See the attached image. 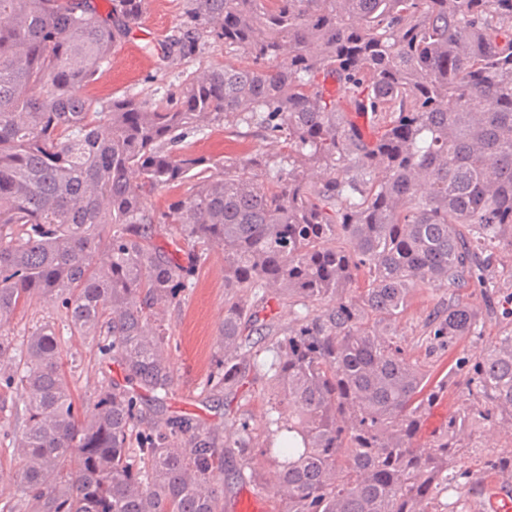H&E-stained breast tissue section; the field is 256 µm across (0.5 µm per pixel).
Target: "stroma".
I'll return each mask as SVG.
<instances>
[{"mask_svg":"<svg viewBox=\"0 0 512 512\" xmlns=\"http://www.w3.org/2000/svg\"><path fill=\"white\" fill-rule=\"evenodd\" d=\"M185 0H149L143 22L152 28L155 41L175 35L184 21ZM144 37L133 36L118 44L103 65L90 91L108 99L122 93L156 99L177 97L186 76L200 67H221L244 63V55L225 54L223 47L210 46L202 53L171 62L147 54ZM188 151L214 159L241 157L263 153L282 156L286 152L282 140L262 135L255 127L241 123L232 127L209 128L186 140ZM224 316V255L211 252L198 267L194 285L184 302L170 308L166 319L172 328L173 359L176 384L166 406L169 413L187 412L211 428L231 423L241 414H249L261 422L268 394L258 375L248 374L242 386L231 392L209 393L203 383L212 367V356L220 322ZM65 349L73 358L72 371L79 394H90L105 381L99 365L96 340L73 337ZM472 396L465 387L455 386L439 398L424 417L422 439L429 437L448 422L457 409L468 406Z\"/></svg>","mask_w":512,"mask_h":512,"instance_id":"35a3bbf8","label":"stroma"}]
</instances>
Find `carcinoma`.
<instances>
[{"instance_id": "1", "label": "carcinoma", "mask_w": 512, "mask_h": 512, "mask_svg": "<svg viewBox=\"0 0 512 512\" xmlns=\"http://www.w3.org/2000/svg\"><path fill=\"white\" fill-rule=\"evenodd\" d=\"M0 0V389L24 403L17 496L0 512H224V474L250 471L275 512H468L447 505L461 453L486 426L512 435V0H187L186 28L146 46L166 61L208 43L249 63L198 68L174 103L89 87L148 0ZM337 86L346 109L326 91ZM256 124L288 155L213 160L181 147L201 127ZM182 193L156 214L146 200ZM224 254V320L204 389L266 378L258 443L164 413L175 384L165 315L202 257ZM448 307L407 350L413 295ZM35 299L116 363L84 399ZM293 309L288 333L245 334L257 307ZM498 320L490 348L459 350ZM457 410L428 450L422 420L448 386ZM273 479L253 467L255 448ZM512 479V453L486 478ZM55 313L54 308L51 305L43 303L42 301H34V303L25 311L17 313L11 324L12 332L19 340L24 332L31 330L34 325H38L43 317H47Z\"/></svg>"}]
</instances>
